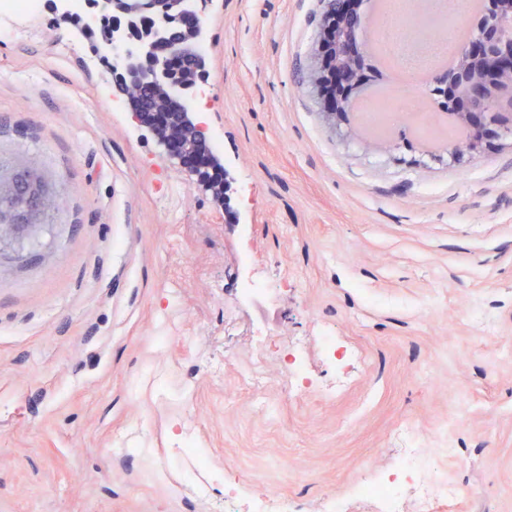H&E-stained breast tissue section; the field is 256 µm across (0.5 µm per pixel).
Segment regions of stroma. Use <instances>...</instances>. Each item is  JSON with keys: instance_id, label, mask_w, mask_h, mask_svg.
<instances>
[{"instance_id": "stroma-1", "label": "stroma", "mask_w": 512, "mask_h": 512, "mask_svg": "<svg viewBox=\"0 0 512 512\" xmlns=\"http://www.w3.org/2000/svg\"><path fill=\"white\" fill-rule=\"evenodd\" d=\"M321 12L208 6L220 202L112 110L113 74L47 0L0 17L26 32L0 41V172L34 170L61 200L0 237V512H191L186 421L235 512L254 494L373 512L352 488L391 472L404 425L434 475L473 490L433 512H512V142L453 160L334 135L304 84ZM257 281L274 296L241 301ZM323 327L359 360L335 393L294 392L299 339L309 376L336 379ZM258 348L259 394L242 381Z\"/></svg>"}]
</instances>
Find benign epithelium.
<instances>
[{
    "label": "benign epithelium",
    "instance_id": "1",
    "mask_svg": "<svg viewBox=\"0 0 512 512\" xmlns=\"http://www.w3.org/2000/svg\"><path fill=\"white\" fill-rule=\"evenodd\" d=\"M154 4L170 21L194 10L193 0L149 2ZM325 4L306 84L320 96L329 127L339 132L354 112V104L391 77L375 65L368 50L366 35L371 21L361 10L362 0H325ZM468 23L472 43L460 49L453 67L431 76L424 92V104L450 117L466 133L448 148L453 158L477 151L483 140L491 137L512 139V0H484L483 13ZM164 31L172 35L173 48L184 58L196 57L193 48L204 36L203 25L190 30L167 25ZM107 49L126 76L124 92L146 88L172 93L173 88L161 80L163 71L153 58L150 42H133L114 31ZM194 88L189 81L177 86L188 94L183 111L174 114L173 123L167 126L154 124L147 112L133 111L135 122L149 129L170 158L181 165L182 155L208 144L206 123L190 118V113L197 111ZM0 194L14 198L13 206L0 214V234L7 228L37 223L47 201L24 173L0 181Z\"/></svg>",
    "mask_w": 512,
    "mask_h": 512
}]
</instances>
